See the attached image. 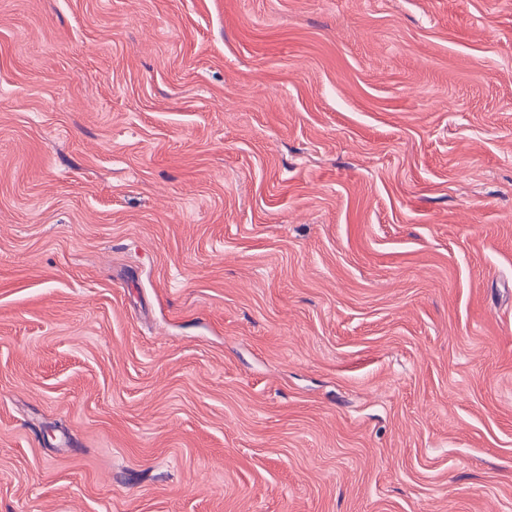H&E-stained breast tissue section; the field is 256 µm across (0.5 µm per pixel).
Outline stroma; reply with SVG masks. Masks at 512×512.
Here are the masks:
<instances>
[{
	"mask_svg": "<svg viewBox=\"0 0 512 512\" xmlns=\"http://www.w3.org/2000/svg\"><path fill=\"white\" fill-rule=\"evenodd\" d=\"M0 512H512V0H0Z\"/></svg>",
	"mask_w": 512,
	"mask_h": 512,
	"instance_id": "1",
	"label": "stroma"
}]
</instances>
